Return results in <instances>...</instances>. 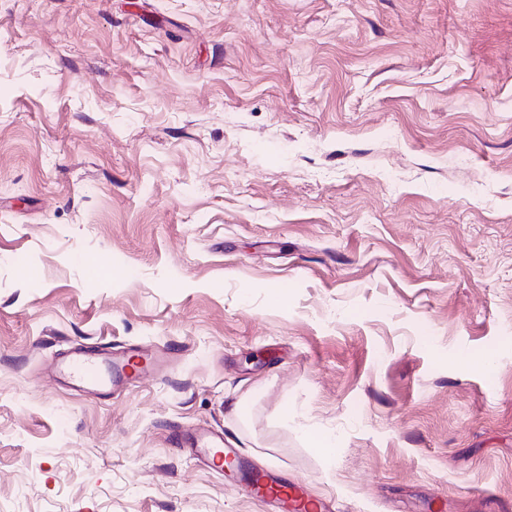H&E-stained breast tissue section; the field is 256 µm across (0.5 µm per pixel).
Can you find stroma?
<instances>
[{
  "label": "stroma",
  "instance_id": "35a3bbf8",
  "mask_svg": "<svg viewBox=\"0 0 512 512\" xmlns=\"http://www.w3.org/2000/svg\"><path fill=\"white\" fill-rule=\"evenodd\" d=\"M199 427L512 512V0H0V512H266ZM130 359V358H129ZM107 362L75 353L63 364L64 372L74 381L92 387H105L112 383L129 382V361Z\"/></svg>",
  "mask_w": 512,
  "mask_h": 512
}]
</instances>
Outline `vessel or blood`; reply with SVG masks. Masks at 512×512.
Returning a JSON list of instances; mask_svg holds the SVG:
<instances>
[{
	"label": "vessel or blood",
	"mask_w": 512,
	"mask_h": 512,
	"mask_svg": "<svg viewBox=\"0 0 512 512\" xmlns=\"http://www.w3.org/2000/svg\"><path fill=\"white\" fill-rule=\"evenodd\" d=\"M64 372L74 381L92 387H105L128 381L126 361L107 362L81 353L70 356L63 364ZM192 451L206 461L222 459L225 452L223 437L198 433L191 442ZM244 478L240 492L265 503L270 512H308L311 501L301 487L267 471L250 469L244 459L236 461Z\"/></svg>",
	"instance_id": "b4317fda"
}]
</instances>
